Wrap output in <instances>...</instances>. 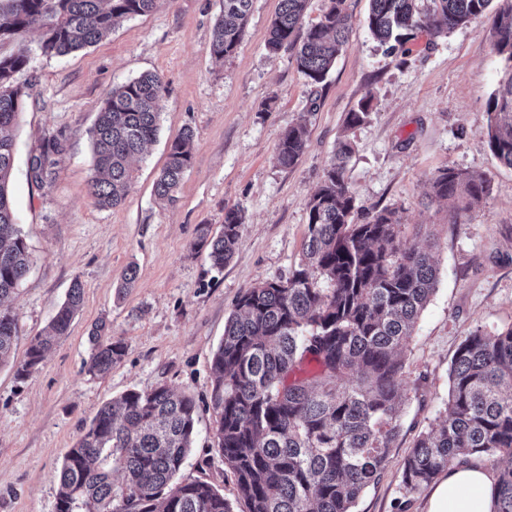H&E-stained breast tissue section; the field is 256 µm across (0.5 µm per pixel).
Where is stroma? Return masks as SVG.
Listing matches in <instances>:
<instances>
[{
    "instance_id": "obj_1",
    "label": "stroma",
    "mask_w": 512,
    "mask_h": 512,
    "mask_svg": "<svg viewBox=\"0 0 512 512\" xmlns=\"http://www.w3.org/2000/svg\"><path fill=\"white\" fill-rule=\"evenodd\" d=\"M279 0H253L232 55L209 52L222 0H157L97 44L66 57L33 51L17 80L29 94L19 117L11 180L17 221L34 263L6 301L17 318L14 355L48 325L73 281L84 300L69 333L24 381L0 366V512H55L63 457L96 413L127 390L160 384L192 395L196 435L184 477L203 479L237 499L233 475L213 448L210 364L224 323L247 288L287 276L299 263L308 199L319 189L338 139L354 151L346 179L355 223L397 211L403 242L433 246L436 291L403 353L401 429L383 475L354 512H422L425 493L407 494L401 469L415 440L436 425L448 401V368L475 328L512 325V169L492 155L487 101L505 76L491 46L492 16L438 36L418 34L392 51L368 31L369 0H346L349 41L325 81L308 84L293 53L266 48ZM152 72L162 77L160 132L133 160L123 204L101 208L87 194L91 130L112 88ZM371 101L369 120L347 128L348 112ZM307 144L294 167L277 147L294 123ZM193 132L192 164L175 202L158 199L155 179L169 142ZM63 132L66 153L49 190L27 179V158L42 135ZM486 180L487 197L452 211L430 198L439 170ZM245 222L223 270L196 242L201 225L217 233L227 210ZM134 288L120 293L127 266ZM106 321L125 354L105 377L88 374L89 332Z\"/></svg>"
}]
</instances>
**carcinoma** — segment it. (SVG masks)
<instances>
[{
	"label": "carcinoma",
	"mask_w": 512,
	"mask_h": 512,
	"mask_svg": "<svg viewBox=\"0 0 512 512\" xmlns=\"http://www.w3.org/2000/svg\"><path fill=\"white\" fill-rule=\"evenodd\" d=\"M157 0H0V41L15 51L0 55V303L15 293L34 258L16 222L10 190L15 132L28 93L15 75L29 65L30 32L40 33L45 55L64 57L91 46L122 21L152 11ZM370 0L366 26L382 44L403 45L419 32L431 35L475 23L492 0ZM252 0H223L210 54L217 61L237 48ZM307 0H280L267 39L277 53L295 51L305 80L325 79L348 42L345 0H328L321 19L304 26ZM492 46L512 63V2L498 10ZM163 82L145 73L113 87L92 133L93 173L88 195L101 208L120 204L132 183L131 159L157 136ZM485 135L494 156L512 169V73L488 100ZM193 132L168 146L155 195L176 200L192 162ZM306 126L283 133L281 165L304 152ZM30 182L48 188L64 153L62 133L36 146ZM353 152L345 138L307 203L308 224L300 262L286 278L246 289L224 325L211 362L214 447L235 479L241 512H352L378 483L400 431V354L436 290L431 251L399 239L396 212L384 209L363 224L351 223L355 196L344 177ZM432 194L464 206L485 198L487 182L463 170L443 169ZM242 215L224 213L212 236L200 229L199 245L212 267L224 268L241 237ZM83 301L74 280L48 329L35 336L14 364L24 381L47 351L68 333ZM18 323L0 309V365L10 361ZM87 372L104 376L122 360L125 346L106 322L90 332ZM445 417L421 434L406 457L401 482L419 493L456 463L486 458L496 467L494 512H512V326L477 328L459 343L448 372ZM197 405L166 385L129 390L105 404L66 453L59 471L56 512H233L211 483L181 473L196 433ZM120 471L116 482L112 471Z\"/></svg>",
	"instance_id": "carcinoma-1"
}]
</instances>
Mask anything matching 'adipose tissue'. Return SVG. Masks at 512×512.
Wrapping results in <instances>:
<instances>
[{"mask_svg":"<svg viewBox=\"0 0 512 512\" xmlns=\"http://www.w3.org/2000/svg\"><path fill=\"white\" fill-rule=\"evenodd\" d=\"M492 484L480 466L452 465L431 486L425 512H493Z\"/></svg>","mask_w":512,"mask_h":512,"instance_id":"adipose-tissue-1","label":"adipose tissue"}]
</instances>
